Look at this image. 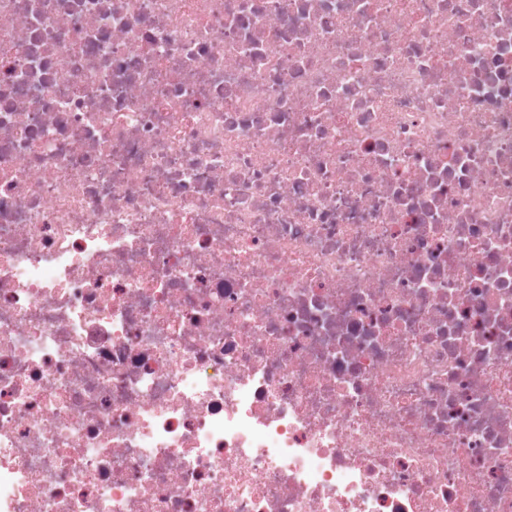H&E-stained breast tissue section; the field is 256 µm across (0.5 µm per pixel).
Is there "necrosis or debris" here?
Returning a JSON list of instances; mask_svg holds the SVG:
<instances>
[{"label": "necrosis or debris", "mask_w": 512, "mask_h": 512, "mask_svg": "<svg viewBox=\"0 0 512 512\" xmlns=\"http://www.w3.org/2000/svg\"><path fill=\"white\" fill-rule=\"evenodd\" d=\"M0 512H512V0H0Z\"/></svg>", "instance_id": "necrosis-or-debris-1"}]
</instances>
